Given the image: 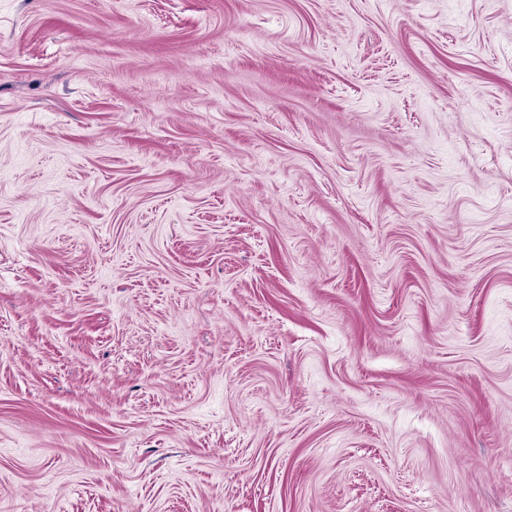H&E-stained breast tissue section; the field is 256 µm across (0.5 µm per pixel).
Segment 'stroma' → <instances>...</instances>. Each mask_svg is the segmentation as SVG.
Wrapping results in <instances>:
<instances>
[{"instance_id":"stroma-1","label":"stroma","mask_w":512,"mask_h":512,"mask_svg":"<svg viewBox=\"0 0 512 512\" xmlns=\"http://www.w3.org/2000/svg\"><path fill=\"white\" fill-rule=\"evenodd\" d=\"M0 512H512V0H0Z\"/></svg>"}]
</instances>
